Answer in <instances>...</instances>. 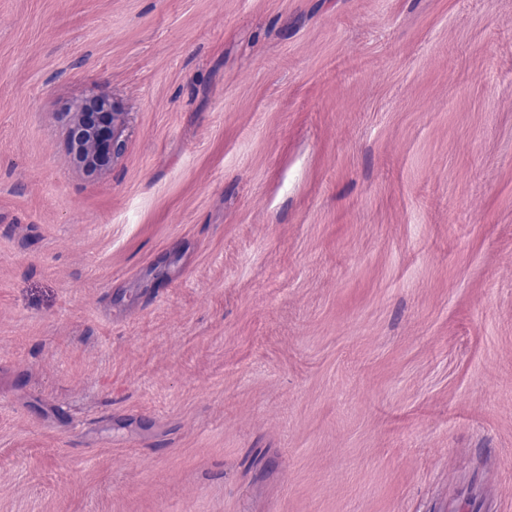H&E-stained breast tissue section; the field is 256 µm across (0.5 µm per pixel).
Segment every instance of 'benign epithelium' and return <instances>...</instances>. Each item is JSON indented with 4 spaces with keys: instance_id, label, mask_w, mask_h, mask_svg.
<instances>
[{
    "instance_id": "benign-epithelium-1",
    "label": "benign epithelium",
    "mask_w": 512,
    "mask_h": 512,
    "mask_svg": "<svg viewBox=\"0 0 512 512\" xmlns=\"http://www.w3.org/2000/svg\"><path fill=\"white\" fill-rule=\"evenodd\" d=\"M124 113L104 96L87 98L71 113L68 144L73 163L88 175L108 167L124 149Z\"/></svg>"
}]
</instances>
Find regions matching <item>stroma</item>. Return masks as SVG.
Returning a JSON list of instances; mask_svg holds the SVG:
<instances>
[{"label": "stroma", "instance_id": "35a3bbf8", "mask_svg": "<svg viewBox=\"0 0 512 512\" xmlns=\"http://www.w3.org/2000/svg\"><path fill=\"white\" fill-rule=\"evenodd\" d=\"M0 512H512V0H0ZM70 114L71 159L86 174H98L124 149V112L111 99L92 96Z\"/></svg>", "mask_w": 512, "mask_h": 512}]
</instances>
